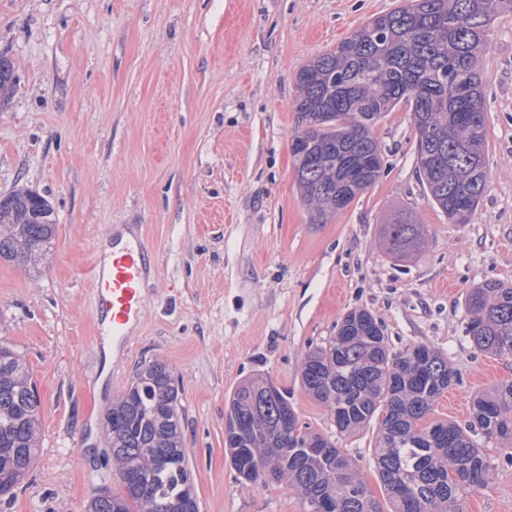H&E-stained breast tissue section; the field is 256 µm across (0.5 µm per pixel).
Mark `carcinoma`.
<instances>
[{
  "label": "carcinoma",
  "mask_w": 512,
  "mask_h": 512,
  "mask_svg": "<svg viewBox=\"0 0 512 512\" xmlns=\"http://www.w3.org/2000/svg\"><path fill=\"white\" fill-rule=\"evenodd\" d=\"M512 0H401L312 58L296 78L301 130L292 153L302 197L315 220L341 211L336 191L353 201L380 177L384 158L372 128L397 107L410 112L415 164L432 202L454 224H467L485 192L486 122L480 56L496 18ZM14 84L0 56V107ZM41 195L0 197V259L22 267L49 254L56 224ZM386 252L401 258L425 242L422 225L403 214L383 225ZM466 336L485 354L512 358V285L484 282L467 292ZM301 379L324 405L336 433L375 424L373 455L384 487L379 501L359 480L354 459L338 443L299 426L288 393L257 377L229 400L224 448L248 482L286 480L305 512H465L467 494L485 488L494 441L512 449V379L476 395L470 423L430 418L458 380L448 356L425 343L390 352L380 324L365 309L348 312L336 335L310 349ZM40 400L29 367L0 345V494L32 468L38 450ZM122 491L100 488L87 512H190L193 475L183 448L178 388L172 368L141 365L131 386L112 400L105 419ZM273 463L272 471L266 464ZM146 491L128 492L126 475Z\"/></svg>",
  "instance_id": "cac0c4a2"
}]
</instances>
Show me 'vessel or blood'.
<instances>
[{
	"label": "vessel or blood",
	"instance_id": "obj_1",
	"mask_svg": "<svg viewBox=\"0 0 512 512\" xmlns=\"http://www.w3.org/2000/svg\"><path fill=\"white\" fill-rule=\"evenodd\" d=\"M146 270V251L138 240L113 253L111 266L94 268L99 323L111 331L112 345L120 355L127 353L129 326L143 310Z\"/></svg>",
	"mask_w": 512,
	"mask_h": 512
}]
</instances>
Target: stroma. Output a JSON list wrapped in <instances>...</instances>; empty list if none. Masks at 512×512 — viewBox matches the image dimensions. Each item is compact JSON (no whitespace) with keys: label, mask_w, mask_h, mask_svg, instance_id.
<instances>
[{"label":"stroma","mask_w":512,"mask_h":512,"mask_svg":"<svg viewBox=\"0 0 512 512\" xmlns=\"http://www.w3.org/2000/svg\"><path fill=\"white\" fill-rule=\"evenodd\" d=\"M399 0H0V55L15 84L0 109V194L29 189L53 206L48 260L0 259V343L37 384L40 448L0 512H86L95 489L120 492L105 414L137 368L160 359L179 390L199 512H304L280 481L239 478L224 451L230 395L257 376L287 391L301 425L336 433L301 383L311 347L343 316L369 310L392 351L424 343L460 381L433 418L467 424L476 393L512 377V358L465 334L470 288L512 284V13L481 56L488 183L471 221L450 223L414 164L405 109L373 128L377 181L328 223L303 203L291 144L296 76ZM429 241L396 259L381 229L396 214ZM134 226L150 270L127 356L106 365L90 269L103 240ZM372 435L341 440L376 498ZM467 512H512V457Z\"/></svg>","instance_id":"obj_1"}]
</instances>
